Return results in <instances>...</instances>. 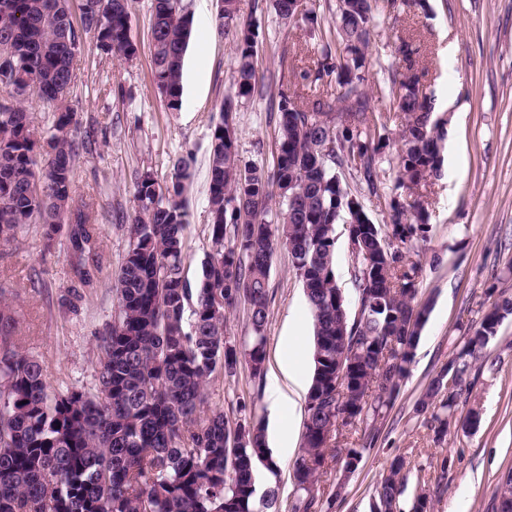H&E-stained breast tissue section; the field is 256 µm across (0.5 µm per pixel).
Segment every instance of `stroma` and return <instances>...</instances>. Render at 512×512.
I'll return each instance as SVG.
<instances>
[{
    "instance_id": "obj_1",
    "label": "stroma",
    "mask_w": 512,
    "mask_h": 512,
    "mask_svg": "<svg viewBox=\"0 0 512 512\" xmlns=\"http://www.w3.org/2000/svg\"><path fill=\"white\" fill-rule=\"evenodd\" d=\"M191 19L184 60L183 104L168 110L153 84L152 0H129L130 35L137 45L129 61L103 54L93 34L83 37L68 94L74 135L93 134L90 150L74 163L76 198L89 203L91 223L101 228L103 265L93 285L82 286L70 270L69 242L59 234L46 245L39 225L0 243V285L17 320L16 348L42 360L52 389L95 385L98 343L117 314L115 279L127 249L126 227L138 204L134 183L145 169L168 181L173 162L193 159V178L181 203L185 276L197 283L210 251L208 149L222 118L224 95L235 72L233 32L220 28L217 0H183ZM239 15L257 29V75L263 90L236 112L242 161L272 170L276 153V106L284 91H301V71L317 57L318 42L280 18L271 0H238ZM419 44L424 85L436 111L456 136L444 140L441 175L427 189L432 229L409 247L423 267L417 300L430 314L400 393L375 421L376 433L357 470L329 462L319 481L329 512H370L377 479L403 458L410 481L434 490V512H495L503 476L512 470V316L483 350L484 365L458 400L457 424L444 442L414 412V403L452 357L467 329L478 324L500 293L512 294V0H426L424 6L381 10L371 31L367 87L383 109L390 146L380 165L384 189L395 183L401 124L386 111L398 66L400 38ZM266 373L254 380L247 365L235 376L217 372L203 388L204 411L223 410L229 422L263 421L270 450L287 444L278 473L258 468L256 493L280 492V512L296 499L293 462L303 444L305 400L311 384L313 317L287 248L276 247L269 277ZM289 377H282V369ZM288 403L271 412L272 381ZM475 428H461L470 413ZM444 482H437V475ZM346 485L334 497L338 480Z\"/></svg>"
}]
</instances>
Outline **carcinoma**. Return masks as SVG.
I'll list each match as a JSON object with an SVG mask.
<instances>
[{"instance_id":"obj_1","label":"carcinoma","mask_w":512,"mask_h":512,"mask_svg":"<svg viewBox=\"0 0 512 512\" xmlns=\"http://www.w3.org/2000/svg\"><path fill=\"white\" fill-rule=\"evenodd\" d=\"M80 23L71 0H0V88L29 87L26 96L0 100V240L28 224L41 226L46 245L68 222L70 265L83 284L100 268L99 227L89 203H75L73 170L79 149L73 113L65 104L83 35L94 33L105 54L137 53L130 37L128 0H87ZM181 0H153L154 82L166 106L182 105V71L190 20ZM219 24L237 19V0H223ZM379 0H336V33L343 48L322 43L302 78L337 93L280 94L278 149L273 176L241 160L236 102L256 91L252 25L236 29V76L224 96L223 121L214 128L209 155L211 251L196 286L184 275L185 212L180 204L191 163L173 165L162 186L146 169L135 182L138 209L127 225L128 248L115 280L118 313L99 343L97 388L52 392L43 363L14 347L13 317L0 311V512H256L255 470L274 472L265 426L244 420L229 428L224 412L202 415V390L217 371L232 377L241 362L263 380L269 275L274 247L291 253L314 320V373L305 407L304 443L293 464L297 501L292 512H320L318 482L328 453L361 459L367 444L343 450L336 439L355 423L390 406L425 326L428 305H414L421 265L403 246L427 239L428 211L412 190L438 176L445 133L434 99L423 93L419 47L402 39L392 74L389 109L401 116L396 188L387 201L391 233L369 217L362 201L344 191L337 171L359 172L380 191L379 162L386 124L365 92L370 32ZM57 106L53 132L34 137L30 97ZM43 156L38 165L37 156ZM282 208L268 219L272 187ZM355 241L353 280L361 317L336 300V225ZM220 295L224 306L214 307ZM249 307L251 335L227 341V309ZM512 298L500 296L479 325L468 329L457 353L418 399L415 411L434 424L435 440L448 434V417L473 363ZM351 363L347 399L336 402V363ZM458 373L456 387L444 385ZM404 460L394 459L378 481L372 512H401L408 486ZM409 512H433V499L417 488Z\"/></svg>"}]
</instances>
